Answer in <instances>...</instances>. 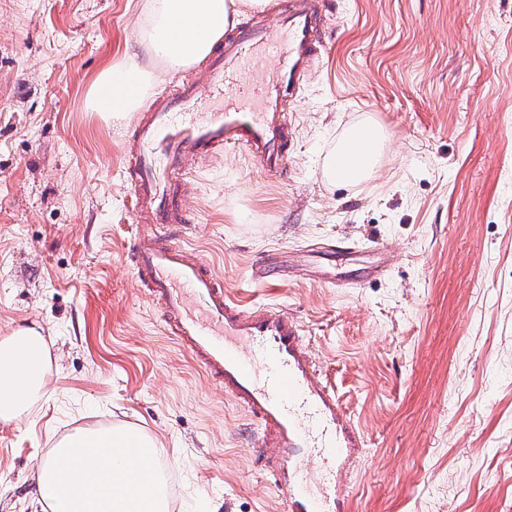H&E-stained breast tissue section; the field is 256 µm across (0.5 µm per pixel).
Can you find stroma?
<instances>
[{"label": "stroma", "mask_w": 512, "mask_h": 512, "mask_svg": "<svg viewBox=\"0 0 512 512\" xmlns=\"http://www.w3.org/2000/svg\"><path fill=\"white\" fill-rule=\"evenodd\" d=\"M145 0H0V336L37 325L48 396L0 424V512L75 428L131 424L170 464L171 512H284L254 423L163 330L124 254L132 121L88 107ZM329 52L290 110L288 178L222 150L184 178L181 237L230 291L306 326L362 428L349 512H512V0H326ZM371 115L390 151L367 185L322 162ZM355 252L294 267L310 245ZM391 255L380 275L379 251ZM264 260L272 278L251 279Z\"/></svg>", "instance_id": "1"}]
</instances>
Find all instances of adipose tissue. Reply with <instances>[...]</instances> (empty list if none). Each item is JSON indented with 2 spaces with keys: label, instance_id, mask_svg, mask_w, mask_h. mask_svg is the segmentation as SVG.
I'll return each mask as SVG.
<instances>
[{
  "label": "adipose tissue",
  "instance_id": "ef3b65f1",
  "mask_svg": "<svg viewBox=\"0 0 512 512\" xmlns=\"http://www.w3.org/2000/svg\"><path fill=\"white\" fill-rule=\"evenodd\" d=\"M239 4L257 10L267 0H148L136 52L102 72L91 91L92 108L118 121L139 111L153 79L139 51L168 72L190 67L210 53ZM387 150L384 128L361 117L344 127L324 157L323 177L332 185L368 184ZM29 356L41 365L40 373H26ZM54 362L36 328L0 336V423L22 421L47 396ZM33 499L51 512H170L157 448L133 428L79 429L63 437L36 469Z\"/></svg>",
  "mask_w": 512,
  "mask_h": 512
}]
</instances>
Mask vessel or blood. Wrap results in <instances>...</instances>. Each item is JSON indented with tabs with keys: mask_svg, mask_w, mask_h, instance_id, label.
<instances>
[{
	"mask_svg": "<svg viewBox=\"0 0 512 512\" xmlns=\"http://www.w3.org/2000/svg\"><path fill=\"white\" fill-rule=\"evenodd\" d=\"M322 17V0H279L274 20L225 32L194 81L137 114L125 166L139 226L125 251L133 275L163 307L167 335L255 423L253 455L285 512H346L343 478L364 452V434L324 381L301 322L232 298L213 265L182 243L191 215L177 176L223 148L287 178L288 110L326 50ZM263 53L271 77L238 87Z\"/></svg>",
	"mask_w": 512,
	"mask_h": 512,
	"instance_id": "1",
	"label": "vessel or blood"
}]
</instances>
